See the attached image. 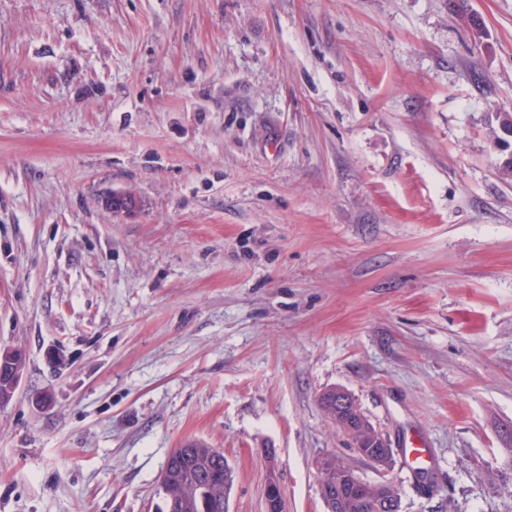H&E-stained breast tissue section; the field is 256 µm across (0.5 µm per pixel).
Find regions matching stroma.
<instances>
[{
  "mask_svg": "<svg viewBox=\"0 0 512 512\" xmlns=\"http://www.w3.org/2000/svg\"><path fill=\"white\" fill-rule=\"evenodd\" d=\"M499 112L512 0H0V512H164L190 439L226 512L272 473L324 512L328 455L402 512H512Z\"/></svg>",
  "mask_w": 512,
  "mask_h": 512,
  "instance_id": "35a3bbf8",
  "label": "stroma"
}]
</instances>
